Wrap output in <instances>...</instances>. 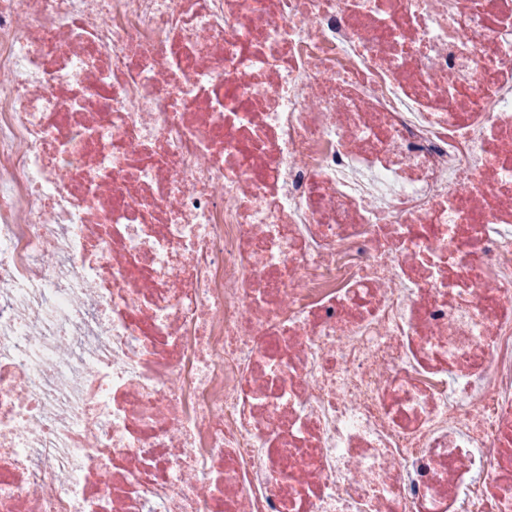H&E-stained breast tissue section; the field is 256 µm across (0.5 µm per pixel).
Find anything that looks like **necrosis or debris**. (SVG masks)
Instances as JSON below:
<instances>
[{"mask_svg":"<svg viewBox=\"0 0 512 512\" xmlns=\"http://www.w3.org/2000/svg\"><path fill=\"white\" fill-rule=\"evenodd\" d=\"M0 512H512V0H0Z\"/></svg>","mask_w":512,"mask_h":512,"instance_id":"necrosis-or-debris-1","label":"necrosis or debris"}]
</instances>
